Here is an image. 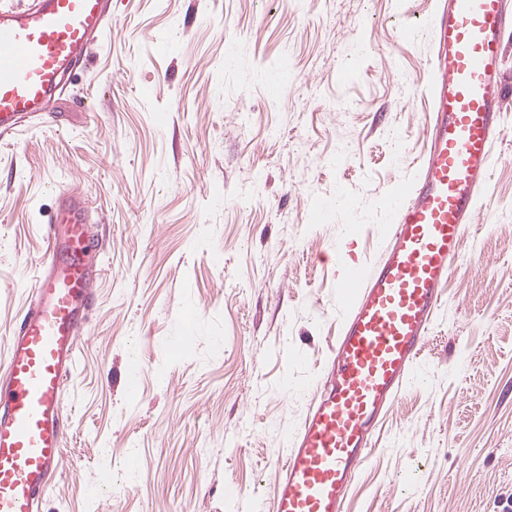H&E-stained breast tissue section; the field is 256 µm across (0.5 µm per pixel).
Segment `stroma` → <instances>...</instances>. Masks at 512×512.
Wrapping results in <instances>:
<instances>
[{
  "mask_svg": "<svg viewBox=\"0 0 512 512\" xmlns=\"http://www.w3.org/2000/svg\"><path fill=\"white\" fill-rule=\"evenodd\" d=\"M435 3L112 0L50 112L0 140V355L59 190L86 197L100 245L65 465L39 512H270L307 410L289 381L319 379L344 272L381 253L426 148ZM504 127L415 379L344 512L512 497V111Z\"/></svg>",
  "mask_w": 512,
  "mask_h": 512,
  "instance_id": "1",
  "label": "stroma"
}]
</instances>
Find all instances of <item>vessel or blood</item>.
Masks as SVG:
<instances>
[{"label": "vessel or blood", "mask_w": 512, "mask_h": 512, "mask_svg": "<svg viewBox=\"0 0 512 512\" xmlns=\"http://www.w3.org/2000/svg\"><path fill=\"white\" fill-rule=\"evenodd\" d=\"M112 0H35L0 11V139L42 117L65 75L85 61ZM429 148L391 200L379 260L352 268L349 308L324 378L288 452L272 512H342L374 435L415 374L512 109L504 75L512 0H437L430 16ZM33 300L7 339L0 367V512H37L65 462V383L78 351L79 300L93 247L84 198L60 193Z\"/></svg>", "instance_id": "obj_1"}]
</instances>
